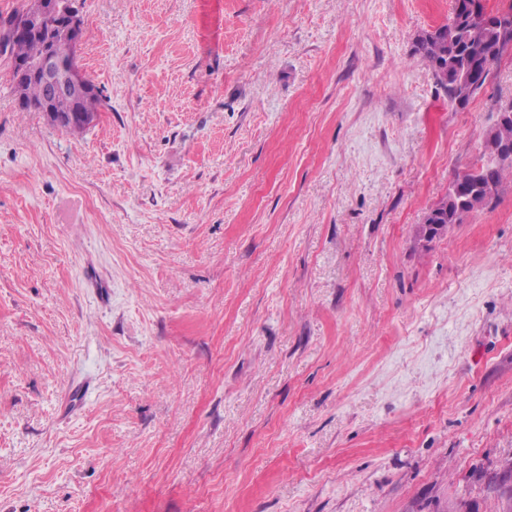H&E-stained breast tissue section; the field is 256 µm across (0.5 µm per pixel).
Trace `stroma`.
I'll list each match as a JSON object with an SVG mask.
<instances>
[{
	"label": "stroma",
	"instance_id": "1",
	"mask_svg": "<svg viewBox=\"0 0 512 512\" xmlns=\"http://www.w3.org/2000/svg\"><path fill=\"white\" fill-rule=\"evenodd\" d=\"M80 134L0 53V512H512V182L417 233L453 0H78Z\"/></svg>",
	"mask_w": 512,
	"mask_h": 512
}]
</instances>
